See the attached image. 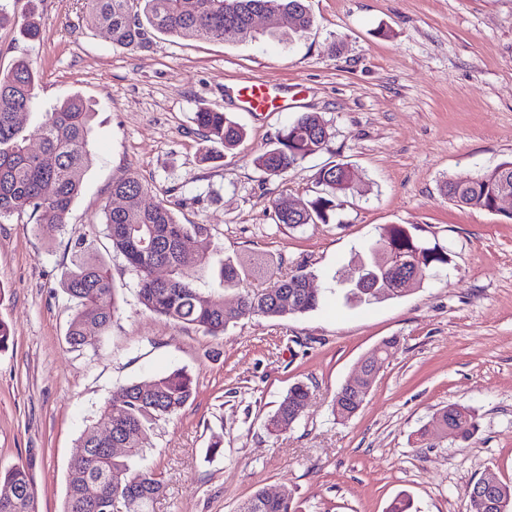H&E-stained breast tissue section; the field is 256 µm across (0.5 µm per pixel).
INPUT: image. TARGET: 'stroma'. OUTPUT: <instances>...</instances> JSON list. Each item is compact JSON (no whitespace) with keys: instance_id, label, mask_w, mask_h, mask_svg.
<instances>
[{"instance_id":"obj_1","label":"stroma","mask_w":512,"mask_h":512,"mask_svg":"<svg viewBox=\"0 0 512 512\" xmlns=\"http://www.w3.org/2000/svg\"><path fill=\"white\" fill-rule=\"evenodd\" d=\"M301 37L154 36L130 50L95 26L83 0H40L43 41L0 27V71L21 57L38 71L41 108L80 95L95 111L93 161L65 228L0 223V466L36 457L39 512H62L83 431L119 386L186 370L195 399L150 435L146 465L165 488L154 512H237L259 489H288L302 512H468L469 485L486 469L512 485V218L456 207L440 190L512 159V0H308ZM291 86L286 112H247L228 86ZM228 113L245 131L221 160L204 163L199 108ZM331 131L326 150L266 177L255 158L298 115ZM347 164L356 189L326 224L276 223L279 197L303 206L326 163ZM134 174L184 224H208L225 255L263 262L268 287L307 267L317 309L253 316L221 336L144 311L137 279L109 255L103 205ZM415 225L448 253L447 266L402 296L349 306L329 290L354 271L380 227ZM87 236L107 257L120 307L107 331L89 328L85 352L65 335L74 313L60 286ZM395 337L359 412L346 421L332 398L364 356ZM311 394L279 434L264 422L295 383ZM455 403L479 428L468 442L418 430ZM224 451L211 455L213 434Z\"/></svg>"}]
</instances>
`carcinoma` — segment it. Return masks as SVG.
<instances>
[{"label":"carcinoma","mask_w":512,"mask_h":512,"mask_svg":"<svg viewBox=\"0 0 512 512\" xmlns=\"http://www.w3.org/2000/svg\"><path fill=\"white\" fill-rule=\"evenodd\" d=\"M91 18L112 36V43L127 49L146 46L152 33L198 39H221L229 43L252 37L250 15L263 11L270 20L268 34H278L277 19L292 14V34L301 36L314 24L306 0H85ZM12 23L21 38L39 42L43 29L31 9L16 20L0 8V26ZM37 108L36 71L31 61L21 59L0 73V222L21 219L28 214L37 227L68 224L71 207L78 197L84 176L92 163L89 149L91 105L79 95L68 97L40 113L34 131L18 120L22 112ZM198 130L211 147L204 159H218L222 151L235 149L245 136L244 129L225 112L203 107L195 113ZM41 141V151L28 150L32 136ZM327 127L313 113H303L286 126L275 146L260 154L255 166L268 177H279L309 156L324 150L329 142ZM318 190L302 213L288 211V199L272 202L276 223L290 228L329 223L341 206V199L354 191V175L344 163L327 164L316 176ZM512 192V160L488 168L466 183L449 180L443 185L448 201L460 208L494 211L498 195ZM152 186L130 174L112 184V194L125 199L121 208L107 202L102 208L104 235L112 253L121 257L137 276L139 303L148 311L177 325H192L210 336H220L243 317L281 318L315 310L321 299L318 288L308 287L310 272L298 267L292 274L268 288L240 293L237 309L224 310V290L234 288L254 275L256 269L223 254L214 245L208 224H182L164 203L143 205ZM81 257L61 279L75 304L66 334L73 351L88 345L85 332L94 326L102 331L112 325L119 307L115 288L104 261L86 240L78 243ZM196 252L195 265L187 264L189 252ZM417 267L416 283L448 264V252L429 245L403 224L380 228L377 237L364 245L357 275H369L378 282L377 294L347 287L350 302L369 303L401 296L396 270L404 264ZM164 268L163 280L152 276ZM368 388L364 379L346 380L333 399V414L349 419L358 412L357 397ZM195 393L194 379L177 369L147 380L118 387L100 409L97 421L80 438L85 454L70 464L68 492L63 512H97L96 502L107 496L126 512H153L163 491L160 474L140 465L150 432L161 421L173 418L189 404ZM310 389L293 385L265 421L275 435L300 418L299 405H307ZM475 413L450 404L433 414L419 431L420 437L433 432L453 434L461 441L477 430ZM124 448L116 455L108 447ZM34 456L21 463L0 468V512H38ZM239 512H300L294 498H268L256 491Z\"/></svg>","instance_id":"cac0c4a2"}]
</instances>
